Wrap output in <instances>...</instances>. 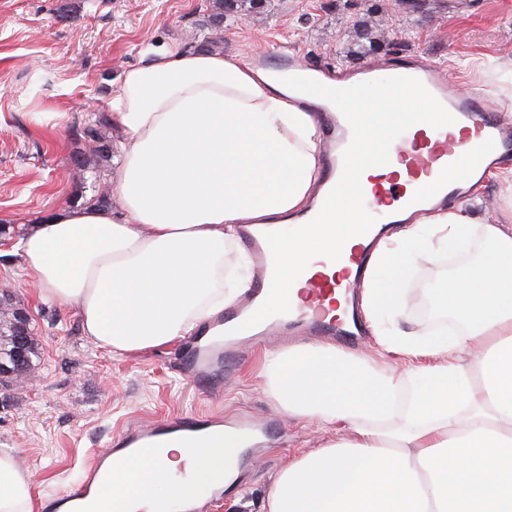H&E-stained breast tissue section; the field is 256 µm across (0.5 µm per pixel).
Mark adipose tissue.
<instances>
[{
    "instance_id": "1",
    "label": "adipose tissue",
    "mask_w": 512,
    "mask_h": 512,
    "mask_svg": "<svg viewBox=\"0 0 512 512\" xmlns=\"http://www.w3.org/2000/svg\"><path fill=\"white\" fill-rule=\"evenodd\" d=\"M358 130L352 171L318 213L296 223L322 174L324 115L310 95L275 72L217 52L146 48L123 70L108 121L119 140L109 176L117 207L65 206L18 240L23 271L42 301L75 304L81 327L111 353L160 348L197 335L252 279L224 287V250L244 225L281 226L274 243L273 307L297 302V275L349 248L367 213L368 173L395 164L393 133L427 124L413 87L387 111L375 97L346 99ZM474 218L464 206L420 213L380 242L367 267L361 307L380 318L417 260L422 227L465 246ZM479 261L441 290L463 326L445 337L393 328L382 350L402 371L326 345L268 355L275 400L294 418L352 438L288 460L270 479L261 512H512V224L483 227ZM470 349L473 381L458 355ZM242 442L168 447L130 457L83 512H176L239 476ZM32 487L14 454L0 451V512H30Z\"/></svg>"
}]
</instances>
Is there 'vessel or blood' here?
Returning <instances> with one entry per match:
<instances>
[{
    "label": "vessel or blood",
    "instance_id": "b4317fda",
    "mask_svg": "<svg viewBox=\"0 0 512 512\" xmlns=\"http://www.w3.org/2000/svg\"><path fill=\"white\" fill-rule=\"evenodd\" d=\"M288 82L297 87L321 85L319 71L308 68L296 56L288 57L281 68ZM410 83L430 102L433 110L430 128L418 127L396 134L398 171L387 180L376 181L372 198L365 208L368 219L359 231L369 236L374 226L400 223L404 213L428 205L440 206L451 200L464 198L471 183L484 176V165H497L512 158V124L493 118L489 106L472 94L456 93L448 85V76L441 66L417 59L396 67L379 68L370 65L351 74L349 85L323 87L326 100L349 95L359 97L371 92L379 103H386L401 83ZM460 127L464 137L455 142L452 127ZM464 146L475 165L466 177L453 174L457 162V146ZM356 135L349 113L333 112L325 134L327 165L322 180L324 191H331L348 172V162L355 150ZM429 182L431 192L421 191L420 183ZM275 232L271 229L245 233L244 239L253 253L258 274L248 296L240 302L225 306L224 311L208 325L181 359V373L192 381H202L226 370L238 356L247 339L242 327L249 322L255 310L264 308L272 286L275 261L269 246ZM370 254L369 249L355 248L336 256L354 277L347 283L318 275L307 279L305 305L292 312H279L271 316L266 333L282 330L305 332L312 336L335 339L340 345L352 347L365 333L359 317L352 319L328 318L324 302L336 288L346 287L355 292L362 283L363 272ZM217 431L204 432L194 416H183L172 421H157L132 426L118 441L116 447L97 454L89 465L83 480L59 494L52 506L53 512L81 503L97 490L100 472L106 463L120 465L125 454L144 447L160 448L166 445L193 444L204 441L220 442Z\"/></svg>",
    "mask_w": 512,
    "mask_h": 512
}]
</instances>
